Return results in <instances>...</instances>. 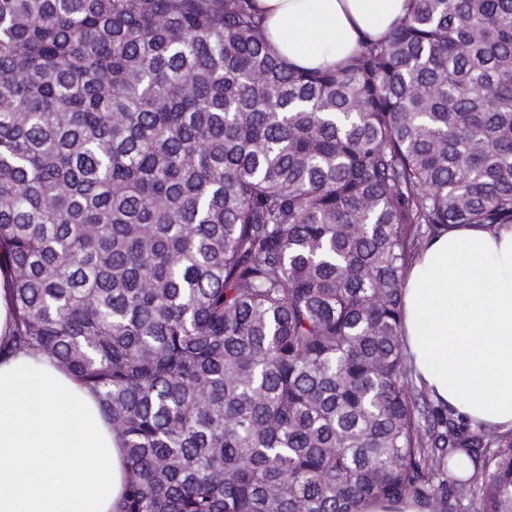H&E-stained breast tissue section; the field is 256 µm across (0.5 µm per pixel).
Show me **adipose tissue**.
Here are the masks:
<instances>
[{
  "mask_svg": "<svg viewBox=\"0 0 512 512\" xmlns=\"http://www.w3.org/2000/svg\"><path fill=\"white\" fill-rule=\"evenodd\" d=\"M269 45L299 69L343 66L409 0H255ZM0 269V512H117L123 455L96 398L48 358L11 351ZM416 383L471 424L512 430V225L449 228L403 291Z\"/></svg>",
  "mask_w": 512,
  "mask_h": 512,
  "instance_id": "adipose-tissue-1",
  "label": "adipose tissue"
}]
</instances>
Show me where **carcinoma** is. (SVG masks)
Wrapping results in <instances>:
<instances>
[{"label": "carcinoma", "instance_id": "carcinoma-1", "mask_svg": "<svg viewBox=\"0 0 512 512\" xmlns=\"http://www.w3.org/2000/svg\"><path fill=\"white\" fill-rule=\"evenodd\" d=\"M456 224H512V0H411L314 71L253 0H0L13 344L96 396L119 512H512V431L403 343Z\"/></svg>", "mask_w": 512, "mask_h": 512}]
</instances>
